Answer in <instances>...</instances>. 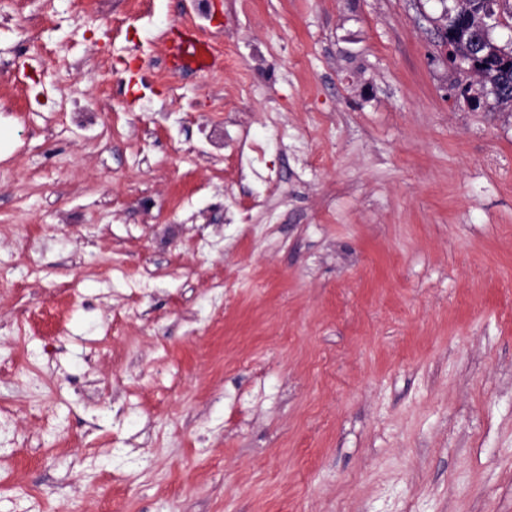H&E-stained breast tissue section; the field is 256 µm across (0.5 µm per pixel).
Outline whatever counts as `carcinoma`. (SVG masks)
I'll use <instances>...</instances> for the list:
<instances>
[{"mask_svg":"<svg viewBox=\"0 0 512 512\" xmlns=\"http://www.w3.org/2000/svg\"><path fill=\"white\" fill-rule=\"evenodd\" d=\"M455 5L445 7L441 20L448 28V59L471 47L477 48V67L481 74L480 94L491 95L496 102L512 106V50L507 52L497 45L494 39L474 41L478 31L488 25L497 27L512 26V6L508 10L500 8L509 0H466L467 9Z\"/></svg>","mask_w":512,"mask_h":512,"instance_id":"carcinoma-1","label":"carcinoma"}]
</instances>
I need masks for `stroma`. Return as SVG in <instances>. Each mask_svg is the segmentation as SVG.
<instances>
[{
  "label": "stroma",
  "instance_id": "stroma-1",
  "mask_svg": "<svg viewBox=\"0 0 512 512\" xmlns=\"http://www.w3.org/2000/svg\"><path fill=\"white\" fill-rule=\"evenodd\" d=\"M211 3L0 0V512H512V107L442 0ZM166 66L175 74L209 72L223 66V58L216 55L209 44L188 30L168 49ZM70 96L71 111L77 112L80 122H91L101 112H106L108 102L100 92L74 90Z\"/></svg>",
  "mask_w": 512,
  "mask_h": 512
}]
</instances>
